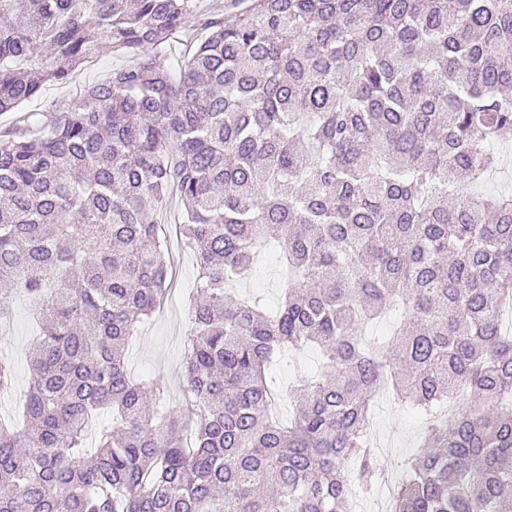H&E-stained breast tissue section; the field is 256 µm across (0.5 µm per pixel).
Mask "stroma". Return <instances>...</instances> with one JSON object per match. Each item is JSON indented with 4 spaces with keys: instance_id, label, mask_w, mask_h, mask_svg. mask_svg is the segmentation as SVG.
Wrapping results in <instances>:
<instances>
[{
    "instance_id": "obj_1",
    "label": "stroma",
    "mask_w": 512,
    "mask_h": 512,
    "mask_svg": "<svg viewBox=\"0 0 512 512\" xmlns=\"http://www.w3.org/2000/svg\"><path fill=\"white\" fill-rule=\"evenodd\" d=\"M126 56L105 48L75 73L68 84L46 85L41 93L23 104L26 112H55L68 107L82 93L85 86L106 80L113 69L128 64ZM159 235L165 240L166 259L173 266L170 290L160 309L146 321L127 351L131 374L154 377L164 381L167 395L163 411L177 414L185 408V397L180 384L186 356L190 320L197 288V264L194 254L181 246L177 225L181 208L176 199H168L156 215ZM242 293L259 295L268 308H275L283 293L279 252L267 247L259 256L250 280L243 283ZM36 316L28 301L15 299L12 316L5 333H0V357L14 368V384L9 396H0V423L18 428L21 420L17 408L23 401L29 384V355L37 339ZM323 358L319 348L307 346L289 355L274 359L269 378L276 387H283L295 377L320 370ZM424 417L408 406L389 400L372 412L371 433L384 443L378 461L390 476H401L403 461L417 452Z\"/></svg>"
}]
</instances>
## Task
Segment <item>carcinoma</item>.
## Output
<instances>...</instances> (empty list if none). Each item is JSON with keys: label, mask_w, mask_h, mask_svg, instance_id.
<instances>
[{"label": "carcinoma", "mask_w": 512, "mask_h": 512, "mask_svg": "<svg viewBox=\"0 0 512 512\" xmlns=\"http://www.w3.org/2000/svg\"><path fill=\"white\" fill-rule=\"evenodd\" d=\"M197 0H0V113L99 44L142 58L0 138V323L35 307L23 426H0V512H351L382 471L381 386L430 412L390 512L512 507V191L471 194L512 134V0H225L178 73L157 60ZM197 259L186 413L126 352L164 299L156 204ZM279 244L277 310L237 296ZM391 310L400 328L367 345ZM316 378L271 418V358ZM96 438L86 445L87 436ZM323 363L319 348L306 346L294 353H286L281 358L274 359L269 369V378L277 387H283L295 377L306 374L318 373Z\"/></svg>", "instance_id": "cac0c4a2"}]
</instances>
